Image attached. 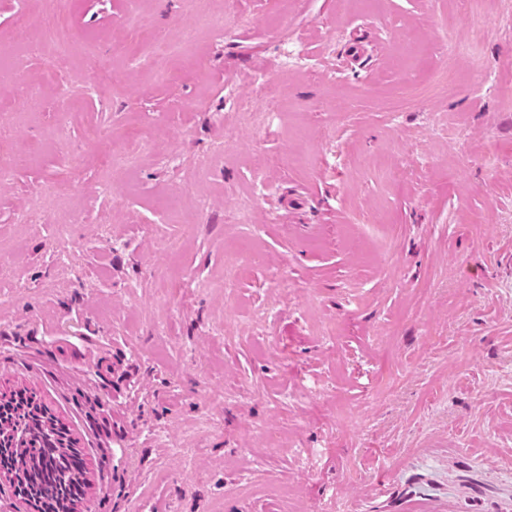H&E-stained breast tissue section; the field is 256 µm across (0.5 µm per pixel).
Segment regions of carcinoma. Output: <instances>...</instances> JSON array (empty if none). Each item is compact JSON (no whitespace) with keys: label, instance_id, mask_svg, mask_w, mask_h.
Masks as SVG:
<instances>
[{"label":"carcinoma","instance_id":"1","mask_svg":"<svg viewBox=\"0 0 512 512\" xmlns=\"http://www.w3.org/2000/svg\"><path fill=\"white\" fill-rule=\"evenodd\" d=\"M0 470L15 474V497L43 499L40 512H57L54 500L74 489L75 456L47 415L17 410L0 420Z\"/></svg>","mask_w":512,"mask_h":512}]
</instances>
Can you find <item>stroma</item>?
I'll list each match as a JSON object with an SVG mask.
<instances>
[{
	"label": "stroma",
	"mask_w": 512,
	"mask_h": 512,
	"mask_svg": "<svg viewBox=\"0 0 512 512\" xmlns=\"http://www.w3.org/2000/svg\"><path fill=\"white\" fill-rule=\"evenodd\" d=\"M507 8L54 0L73 62L0 59V395L65 429L75 512H512ZM142 25L200 43L159 70Z\"/></svg>",
	"instance_id": "1"
}]
</instances>
